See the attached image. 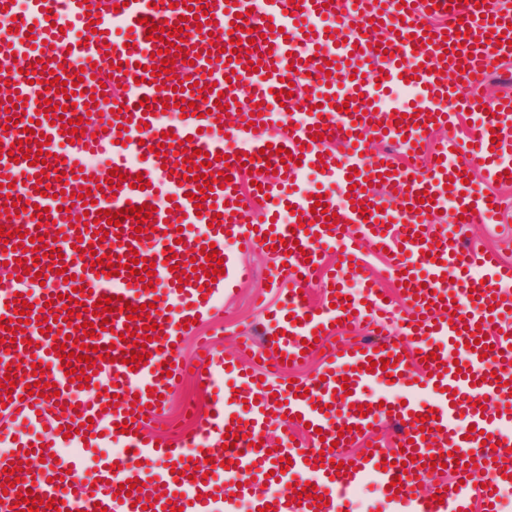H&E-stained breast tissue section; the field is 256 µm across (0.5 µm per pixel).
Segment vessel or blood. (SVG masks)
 <instances>
[{
  "label": "vessel or blood",
  "mask_w": 512,
  "mask_h": 512,
  "mask_svg": "<svg viewBox=\"0 0 512 512\" xmlns=\"http://www.w3.org/2000/svg\"><path fill=\"white\" fill-rule=\"evenodd\" d=\"M254 0H28V13L17 16L14 0H0V19L12 21L21 40L0 47V127L10 143L36 128L50 136L45 165L0 156V195L24 178L22 211L0 202V225L11 237L0 262L9 272L0 283V379L11 378L12 391L0 388V436L13 438L16 427L31 429L30 441H15L0 457V469L26 458L48 464L17 482L0 497V512H19L20 493L33 491L42 500L38 512H237L240 501L253 512H343L347 495L374 480L388 490L394 512H500V489L512 484V336L499 327L512 318V265L478 240L461 246L452 228L430 226L429 216L447 196L465 210L466 223L491 222L499 198L467 184L466 176L483 170L487 180L512 185V159L493 147L492 137L512 130V95L497 99L483 93L485 72L512 58V9L499 0H266L253 12ZM211 9L209 24L197 25V8ZM246 14L245 30L235 29L237 14ZM173 29L174 44L184 47L194 65L190 74L153 76L152 53L164 42L147 37L148 23ZM264 28L252 39L250 27ZM469 35H462L460 27ZM236 58H227L226 48ZM258 64L247 70V62ZM82 72L84 90L65 98L51 91V77ZM410 87L413 98L398 111H383L387 91ZM249 100H242L244 88ZM292 88L279 101L275 93ZM105 101L103 113L83 115L82 135L68 140L63 118L48 104L83 107L89 99ZM151 99L142 107V99ZM239 113L234 127L224 125L216 100ZM194 102L193 115L165 119L164 103ZM350 112H343L342 104ZM468 112L472 121L462 153L455 141L439 143L425 171L399 167L369 153L368 139L401 144L419 151L429 131L450 124L454 113ZM318 140H310V133ZM288 149V158L263 156L266 144ZM164 156H156L155 145ZM200 149L213 156L205 180L188 179L183 150ZM126 177L120 188L107 185L108 169ZM273 169L260 186L243 189L245 170ZM320 169L336 184L338 194H323L338 222L326 225L313 212V198L299 186L301 170ZM144 188H137V179ZM396 189V205H383L373 186ZM50 188L40 195L39 185ZM91 190L92 206L76 198L79 187ZM207 190L202 210L194 195ZM166 192L159 203L158 192ZM268 198L278 208L293 206L301 223L289 226L266 220L249 223V201ZM152 205L155 221L150 240L137 239L135 219L128 218L97 235L99 212ZM43 217H35L36 208ZM327 211V212H328ZM55 226L60 256L36 255L34 237ZM23 237H16V230ZM244 250L262 247L279 262L276 280L290 289L274 319L278 332L259 344L243 337L236 355L219 362L208 337H199L196 365L179 358L177 343L183 326L215 312L225 292L249 275L236 258L223 259L217 279L199 276L180 280L177 268L189 262L204 265L201 249L223 250L226 238ZM339 248L350 273L363 281L361 294L349 295L338 269L325 267L322 254ZM387 251V276L398 285L404 315L400 336L382 342L377 329L391 315L389 303L357 259L362 248ZM174 259H167V251ZM109 254L119 271L102 273L93 254ZM153 261L152 289H145L127 265L132 255ZM38 258L36 273L27 261ZM478 264L480 275L469 272ZM74 275V282L63 279ZM455 284H448V277ZM46 287L33 309L23 310L16 294H29L34 279ZM318 284L326 304L312 310L301 289ZM115 296L131 305H148L149 318L128 320L126 312L108 317L90 312L101 296ZM74 300L65 309V300ZM453 307L454 319L443 318ZM26 325H19V317ZM53 319V329L40 332L39 318ZM156 323L155 340H146L144 322ZM86 322L97 325L94 336L81 332ZM365 328L368 337L340 342L325 357L320 377L289 380V364L307 362L304 341H327L330 324ZM134 341H121L124 330ZM86 346L110 348L112 358L87 369L89 388L97 392L92 405L82 404L77 383L65 374L56 348L68 337ZM145 342L147 359L138 368L123 364V352ZM462 345L463 357L453 362L448 349ZM264 357L262 370L239 368V390L224 396L218 386L220 365L237 366ZM387 361L386 369L371 362ZM192 375L214 397L211 413L192 431H172L158 441L146 433V422L162 411L164 394L178 377ZM395 379L407 400L381 399L371 387ZM43 395H27L34 382ZM499 412H489V405ZM284 416L286 423L307 422V445L282 434L280 446L268 452L267 418ZM397 428L394 451L373 449L369 456H351L348 449L383 423ZM72 427L64 437L63 427ZM232 431L239 438L211 465L215 435ZM122 443L125 455L109 457L102 444ZM441 455L440 465L431 458ZM100 463L102 480L82 484L84 456ZM440 479L429 493L419 483L432 474ZM399 488H392L393 478ZM132 488L130 495L120 485ZM317 487V498L294 502L296 491ZM269 486L259 495L260 486ZM326 499L318 507V499Z\"/></svg>",
  "instance_id": "1"
}]
</instances>
